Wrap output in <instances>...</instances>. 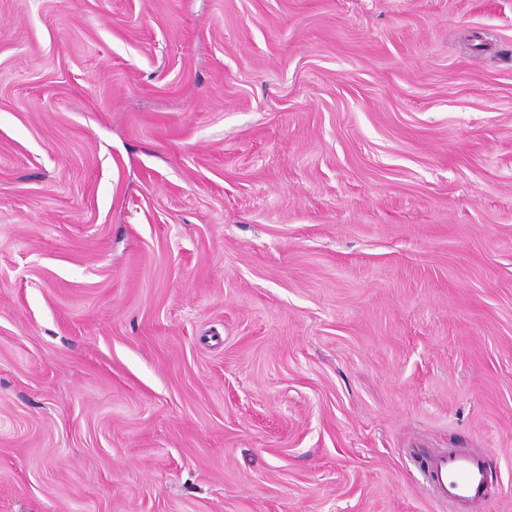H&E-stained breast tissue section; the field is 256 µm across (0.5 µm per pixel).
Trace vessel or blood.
<instances>
[{
    "mask_svg": "<svg viewBox=\"0 0 512 512\" xmlns=\"http://www.w3.org/2000/svg\"><path fill=\"white\" fill-rule=\"evenodd\" d=\"M427 460L436 499L465 506L484 503L488 458L478 453L434 449L428 452Z\"/></svg>",
    "mask_w": 512,
    "mask_h": 512,
    "instance_id": "obj_1",
    "label": "vessel or blood"
}]
</instances>
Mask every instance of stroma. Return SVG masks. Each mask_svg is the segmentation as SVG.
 <instances>
[{
    "label": "stroma",
    "mask_w": 512,
    "mask_h": 512,
    "mask_svg": "<svg viewBox=\"0 0 512 512\" xmlns=\"http://www.w3.org/2000/svg\"><path fill=\"white\" fill-rule=\"evenodd\" d=\"M512 512V0H0V512ZM434 497L458 505H480L486 497L489 460L480 453L434 449L427 454Z\"/></svg>",
    "instance_id": "1"
}]
</instances>
